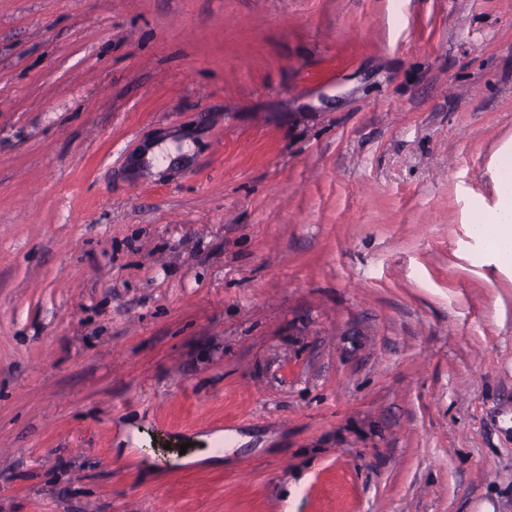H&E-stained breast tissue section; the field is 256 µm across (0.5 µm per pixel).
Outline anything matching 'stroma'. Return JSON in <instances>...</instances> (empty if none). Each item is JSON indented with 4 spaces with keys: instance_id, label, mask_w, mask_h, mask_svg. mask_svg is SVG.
Segmentation results:
<instances>
[{
    "instance_id": "obj_1",
    "label": "stroma",
    "mask_w": 512,
    "mask_h": 512,
    "mask_svg": "<svg viewBox=\"0 0 512 512\" xmlns=\"http://www.w3.org/2000/svg\"><path fill=\"white\" fill-rule=\"evenodd\" d=\"M508 144L512 0H0V512H512ZM498 173L499 205L480 218V234L495 240L497 252L504 264H512V149H502L495 160ZM507 177H509L507 181Z\"/></svg>"
}]
</instances>
